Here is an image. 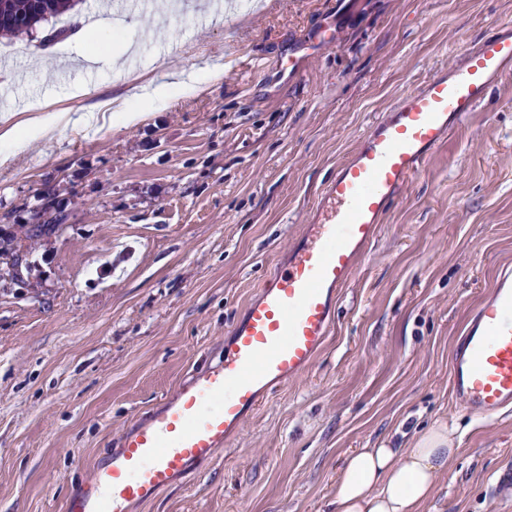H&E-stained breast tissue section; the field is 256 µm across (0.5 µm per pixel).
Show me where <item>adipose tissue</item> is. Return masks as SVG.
<instances>
[{
  "instance_id": "obj_1",
  "label": "adipose tissue",
  "mask_w": 512,
  "mask_h": 512,
  "mask_svg": "<svg viewBox=\"0 0 512 512\" xmlns=\"http://www.w3.org/2000/svg\"><path fill=\"white\" fill-rule=\"evenodd\" d=\"M222 77L223 70L216 65L202 75L172 76L160 89L143 87L139 93L122 96L108 117L109 124L116 128L139 124L170 98L201 92ZM99 121L97 113L69 108L14 124L4 115L0 117V142L29 145L51 139L60 126L87 127ZM456 453L452 433L443 423L415 437L406 448L382 444L355 449L338 475L336 512H419Z\"/></svg>"
}]
</instances>
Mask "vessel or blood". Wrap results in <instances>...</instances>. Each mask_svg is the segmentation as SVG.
<instances>
[{
	"instance_id": "b4317fda",
	"label": "vessel or blood",
	"mask_w": 512,
	"mask_h": 512,
	"mask_svg": "<svg viewBox=\"0 0 512 512\" xmlns=\"http://www.w3.org/2000/svg\"><path fill=\"white\" fill-rule=\"evenodd\" d=\"M332 40L326 30L297 38L282 71ZM512 73V35L489 36L464 68L432 74L371 125L325 183L302 233L228 330L224 359L193 375L149 421L135 425L107 462L68 495L65 512H128L178 483L195 463L229 445L247 416L278 387L305 375L332 336L335 309L384 216L428 154ZM453 396L491 422L512 408V271L467 317L453 351Z\"/></svg>"
}]
</instances>
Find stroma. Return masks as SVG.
<instances>
[{
  "mask_svg": "<svg viewBox=\"0 0 512 512\" xmlns=\"http://www.w3.org/2000/svg\"><path fill=\"white\" fill-rule=\"evenodd\" d=\"M127 14L121 32L29 47L0 37L26 106L100 103L223 63L224 79L131 127L58 129L0 166V234L52 201L61 234L0 284V512H63L123 434L224 355V337L287 255L325 181L374 121L434 72L512 29V0H241L214 17ZM335 39L279 78L294 37ZM84 84V97L65 98ZM512 266V74L434 149L384 217L310 371L272 394L212 460L132 512H336L353 449L454 426L458 454L420 512H512V414L463 412L450 362L468 311Z\"/></svg>",
  "mask_w": 512,
  "mask_h": 512,
  "instance_id": "35a3bbf8",
  "label": "stroma"
}]
</instances>
